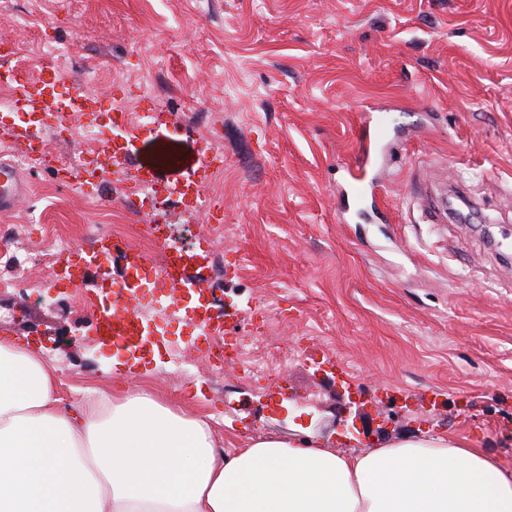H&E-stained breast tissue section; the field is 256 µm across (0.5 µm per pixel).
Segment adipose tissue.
<instances>
[{
	"label": "adipose tissue",
	"mask_w": 512,
	"mask_h": 512,
	"mask_svg": "<svg viewBox=\"0 0 512 512\" xmlns=\"http://www.w3.org/2000/svg\"><path fill=\"white\" fill-rule=\"evenodd\" d=\"M59 385L30 342L0 336V512H512V472L452 438L227 453L204 417L148 392L69 404Z\"/></svg>",
	"instance_id": "1"
}]
</instances>
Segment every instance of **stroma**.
<instances>
[{
    "mask_svg": "<svg viewBox=\"0 0 512 512\" xmlns=\"http://www.w3.org/2000/svg\"><path fill=\"white\" fill-rule=\"evenodd\" d=\"M63 45L61 70L129 104V161L159 193L133 212L111 172L80 190L27 169L30 196L0 225L44 250L80 224L125 225L137 246L157 220L195 252L226 226L191 270L212 316L234 337L272 331L295 358L257 385L202 363L212 337L157 297L141 302L157 339L128 361L95 332V274L75 301L50 263L32 272L47 303L0 266V334L27 336L67 397L147 390L209 415L227 451L307 435L354 456L449 435L512 472V257L494 246L512 240V0H0L12 65ZM371 103L390 109L371 144L388 177L344 216ZM43 138L63 162L102 156L59 127ZM201 175L221 196L209 215L177 192Z\"/></svg>",
    "mask_w": 512,
    "mask_h": 512,
    "instance_id": "stroma-1",
    "label": "stroma"
}]
</instances>
